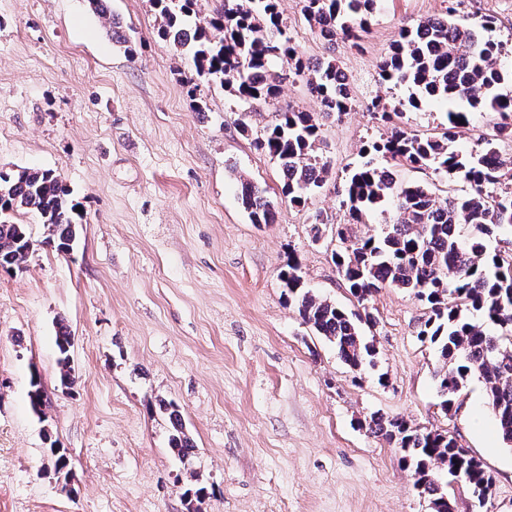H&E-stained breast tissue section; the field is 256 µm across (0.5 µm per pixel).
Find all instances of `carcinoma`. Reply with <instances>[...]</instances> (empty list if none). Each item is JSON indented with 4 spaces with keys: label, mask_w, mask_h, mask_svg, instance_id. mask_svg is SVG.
<instances>
[{
    "label": "carcinoma",
    "mask_w": 512,
    "mask_h": 512,
    "mask_svg": "<svg viewBox=\"0 0 512 512\" xmlns=\"http://www.w3.org/2000/svg\"><path fill=\"white\" fill-rule=\"evenodd\" d=\"M90 10L108 21L112 40L133 55L130 39L109 12L107 0H86ZM375 0H298L310 29L326 45L321 60L304 59L288 36V23L278 0H220V6L199 16V0H152L160 17L158 36L191 57L193 75L186 83H218L245 102L274 100L284 80L307 75V86L319 104L317 112L283 111L257 137L258 146L274 159L283 175L282 195L295 206L332 180V170L320 150L321 115H343L353 106L351 83L334 55L337 41L359 45L371 23ZM446 16L401 30L388 57L379 66L383 81L411 89L409 105L452 99L461 108L447 114V126L437 135L410 133L397 122L403 110L374 100L369 110L388 126L385 136L370 143L368 161L353 170L341 190L348 224H362L367 214L391 205L393 222L381 235L351 240L347 224L336 226L339 249L336 270L361 310L348 313L302 287L295 260L279 277L298 316L311 331L331 343L338 357L358 371L372 356L362 328L376 319L368 303L382 288L411 291L429 309L418 336L439 353L435 371L443 388L442 406L450 410L474 375L481 378L503 443L512 447V241L490 251L488 239L512 230V166L499 143L512 141V78L497 68L499 44L492 37L495 18L473 24ZM497 115L492 133L470 152L456 148L458 133L476 114ZM431 169L448 181L444 198L435 184L404 185L392 167ZM239 195L254 224L275 221L267 190L238 175ZM37 214L47 228L42 244L69 252L77 241L78 223L70 190L51 169L0 170V269H17L26 261L33 241L15 213ZM56 343L60 382H75L70 364L71 333L58 327ZM32 412L43 418L46 400L41 377L30 379ZM170 428L169 446L184 459L195 448L178 406L156 400ZM367 430L395 444L413 471L420 493L431 498L435 512H452L443 503L437 471L464 480L478 505L492 494L493 477L483 464L446 433L413 426L397 417L373 416ZM47 457L58 476L69 474V457L45 434ZM208 494L197 483L186 489L189 510L200 512Z\"/></svg>",
    "instance_id": "carcinoma-1"
}]
</instances>
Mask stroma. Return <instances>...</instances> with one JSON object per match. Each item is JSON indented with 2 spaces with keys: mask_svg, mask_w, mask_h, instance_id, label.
<instances>
[{
  "mask_svg": "<svg viewBox=\"0 0 512 512\" xmlns=\"http://www.w3.org/2000/svg\"><path fill=\"white\" fill-rule=\"evenodd\" d=\"M450 4L464 23L495 17L497 64L512 73V0H375L360 46L334 52L354 95L351 112L320 128L336 182L384 131L367 103L406 105L407 87L378 75L400 29ZM109 7L134 55L86 0H0V170H54L81 213L67 255L43 247L38 216L14 217L34 247L22 271H0V512H187L195 479L210 492L201 512H431L399 449L366 432L380 414L448 432L491 473L479 509L466 483L449 481L455 512H512V449L483 385L471 380L442 408L436 350L417 335L426 309L413 294L372 298L375 364L359 371L288 303L278 274L293 255L307 288L353 306L332 260L339 196L323 189L290 204L277 164L255 144L275 110L317 111L305 79L282 83L272 105L241 106L217 84L189 90L191 61L159 38L151 0ZM280 8L303 57L326 56L296 0ZM450 107L406 105L401 121L429 133ZM238 171L267 189L274 223H251ZM319 213L330 222L317 239ZM61 320L74 336L69 389L57 365ZM34 372L47 396L42 420L29 408ZM159 398L182 413L196 445L187 459L169 446ZM49 436L70 456L69 479L46 468Z\"/></svg>",
  "mask_w": 512,
  "mask_h": 512,
  "instance_id": "35a3bbf8",
  "label": "stroma"
}]
</instances>
